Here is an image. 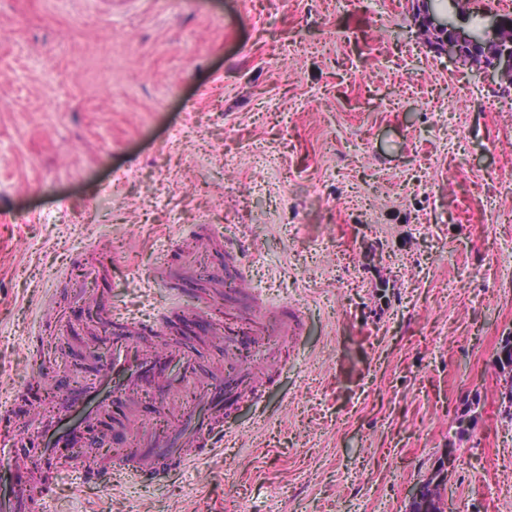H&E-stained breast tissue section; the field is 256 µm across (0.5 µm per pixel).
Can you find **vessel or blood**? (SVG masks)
Listing matches in <instances>:
<instances>
[{"mask_svg":"<svg viewBox=\"0 0 512 512\" xmlns=\"http://www.w3.org/2000/svg\"><path fill=\"white\" fill-rule=\"evenodd\" d=\"M272 313L283 341L295 343L302 331L299 309L281 305ZM116 325L119 334L113 337L92 379L77 387L60 388L56 412L38 420L43 444L35 465L45 478H52L64 466L62 448L80 446L94 423L122 408L129 394L149 392L166 399L177 386L180 371L192 368L188 356L141 350L129 335V324L120 319ZM268 382V374L257 369L229 372L187 412L178 430L142 438L138 456L107 460L89 470V478L105 487L119 478L150 484L169 472L190 467L198 452L232 437L233 431L224 419L229 399L238 396L259 401L266 394ZM37 502L35 487L24 476L13 474L0 483V512H36Z\"/></svg>","mask_w":512,"mask_h":512,"instance_id":"vessel-or-blood-1","label":"vessel or blood"}]
</instances>
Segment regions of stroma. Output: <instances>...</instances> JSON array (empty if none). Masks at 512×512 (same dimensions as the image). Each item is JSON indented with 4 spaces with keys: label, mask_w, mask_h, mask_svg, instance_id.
<instances>
[{
    "label": "stroma",
    "mask_w": 512,
    "mask_h": 512,
    "mask_svg": "<svg viewBox=\"0 0 512 512\" xmlns=\"http://www.w3.org/2000/svg\"><path fill=\"white\" fill-rule=\"evenodd\" d=\"M114 304L194 368L80 460L178 429L225 326L277 384L186 471L71 465L43 512H406L444 456L447 512H512V84L434 54L406 0H0V409L27 438L0 460L34 459V406L91 378ZM271 313L277 319L283 343H288V346L294 344L302 331L300 310L292 305H281L271 308Z\"/></svg>",
    "instance_id": "stroma-1"
}]
</instances>
